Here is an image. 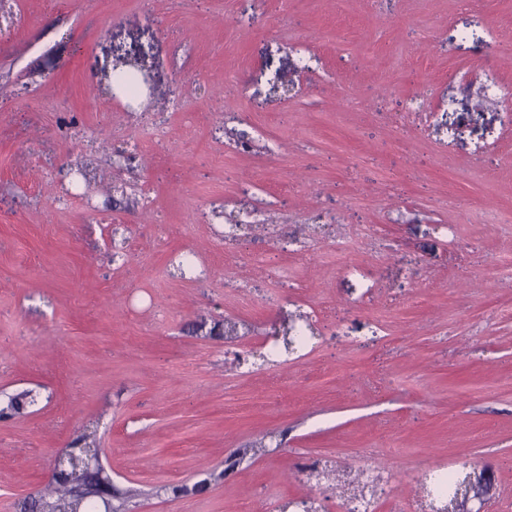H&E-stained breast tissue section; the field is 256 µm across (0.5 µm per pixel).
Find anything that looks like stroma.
Here are the masks:
<instances>
[{
    "label": "stroma",
    "instance_id": "1",
    "mask_svg": "<svg viewBox=\"0 0 512 512\" xmlns=\"http://www.w3.org/2000/svg\"><path fill=\"white\" fill-rule=\"evenodd\" d=\"M0 9V409L36 396L0 418V512L79 445L127 512H342L290 476L320 459L389 477L374 512L488 467L512 512V103L480 90L512 87V0ZM215 209L265 224L226 244Z\"/></svg>",
    "mask_w": 512,
    "mask_h": 512
}]
</instances>
